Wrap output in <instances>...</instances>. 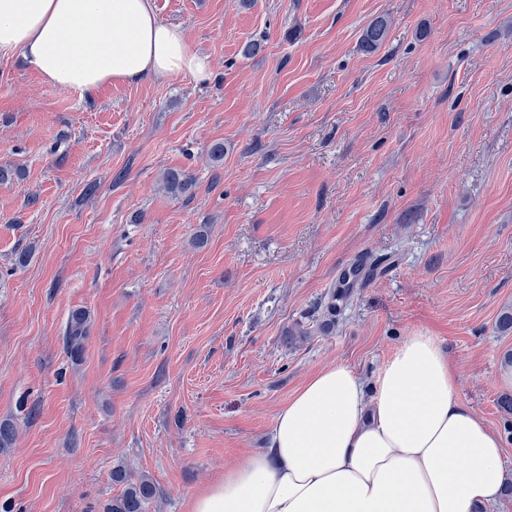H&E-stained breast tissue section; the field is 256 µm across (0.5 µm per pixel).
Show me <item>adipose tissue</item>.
Masks as SVG:
<instances>
[{
	"instance_id": "1",
	"label": "adipose tissue",
	"mask_w": 512,
	"mask_h": 512,
	"mask_svg": "<svg viewBox=\"0 0 512 512\" xmlns=\"http://www.w3.org/2000/svg\"><path fill=\"white\" fill-rule=\"evenodd\" d=\"M22 54L49 85L191 75L211 63L153 0H0V56ZM503 442L460 398L437 339H404L373 384L347 366L311 376L266 445L227 467L191 512H485L504 490Z\"/></svg>"
}]
</instances>
